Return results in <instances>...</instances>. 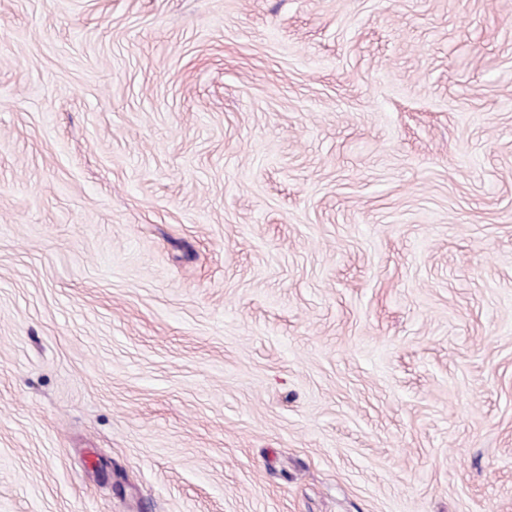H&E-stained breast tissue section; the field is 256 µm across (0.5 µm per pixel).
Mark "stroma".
Instances as JSON below:
<instances>
[{"mask_svg": "<svg viewBox=\"0 0 512 512\" xmlns=\"http://www.w3.org/2000/svg\"><path fill=\"white\" fill-rule=\"evenodd\" d=\"M0 512H512V0H0Z\"/></svg>", "mask_w": 512, "mask_h": 512, "instance_id": "obj_1", "label": "stroma"}]
</instances>
